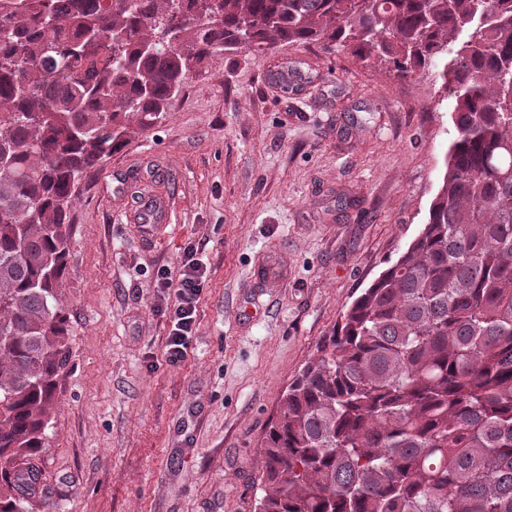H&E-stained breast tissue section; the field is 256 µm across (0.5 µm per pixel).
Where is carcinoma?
<instances>
[{"instance_id":"obj_1","label":"carcinoma","mask_w":512,"mask_h":512,"mask_svg":"<svg viewBox=\"0 0 512 512\" xmlns=\"http://www.w3.org/2000/svg\"><path fill=\"white\" fill-rule=\"evenodd\" d=\"M446 60L427 222L345 310L261 443L258 512H512V0H0V512H33L69 363L83 174L213 57Z\"/></svg>"}]
</instances>
